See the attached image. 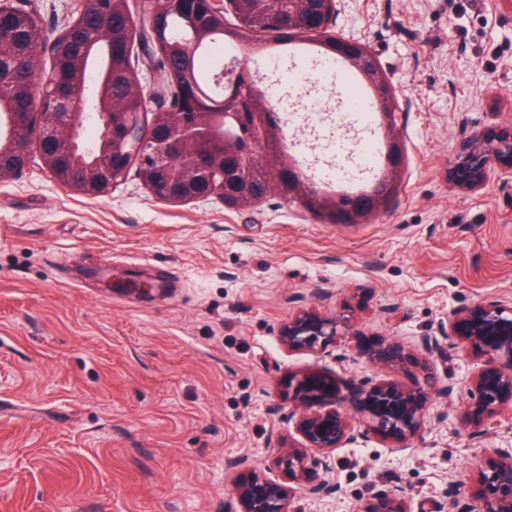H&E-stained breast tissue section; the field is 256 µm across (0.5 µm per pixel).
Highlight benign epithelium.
Segmentation results:
<instances>
[{"instance_id": "benign-epithelium-1", "label": "benign epithelium", "mask_w": 512, "mask_h": 512, "mask_svg": "<svg viewBox=\"0 0 512 512\" xmlns=\"http://www.w3.org/2000/svg\"><path fill=\"white\" fill-rule=\"evenodd\" d=\"M311 4L296 31L326 37L332 56L354 67L371 84L381 115L394 129L396 103L391 85L380 70L371 48L336 34L337 0H252L260 9L274 15L292 16L302 2ZM141 15L149 20L150 31L165 26L167 11L179 9L190 18L224 20L239 9V0H140ZM75 20L59 34L63 46L76 57L100 40L106 24L112 21V0H73ZM42 19L33 0H0V35L8 32L25 38L40 29ZM199 50L195 40H180L168 46L163 57L166 67L190 69ZM44 52L31 55L32 81L26 91L17 90L10 71L0 64V107H7L0 131V180L23 170L38 150L41 169L59 185L89 196L105 193L112 184L135 170L150 193L167 203L178 204L201 197H213L230 209L239 207L236 196L225 191V168H247L266 162L265 153L247 133L248 126L239 109L231 112L197 111V90L192 82L175 84L176 95L164 97L155 76L144 83L139 71L130 75L138 82L137 101L112 93V79L99 84L87 82V73L69 61L67 68L55 66L54 80L43 78L40 68ZM217 80L244 94L258 107L264 96L253 93L248 61L233 60L223 66ZM97 117L98 140L86 143L83 121L86 110ZM26 131L28 146L16 143L15 131ZM277 168L266 193L293 191L294 198L318 196L304 164L288 152ZM402 155L396 136L387 137L386 163L373 190L353 196L343 212V221L358 224L379 212L394 187ZM512 171V127L462 132V140L449 167V179L459 189L482 188L496 170ZM450 333L428 336L422 342L419 360L421 379L412 386L393 380L375 383L358 393L353 410L363 427L344 409V397L336 385L318 375H302L288 381V420L295 423L303 442L281 450L276 465L284 481L261 478L248 458L229 464L238 472L233 488L241 512H290L298 489L317 497L339 492L328 478L330 454L373 434L397 451L421 433L428 395H448L432 371L434 358L443 355V341L453 339L468 353L478 357L480 367L469 387L470 401L465 418L483 431L494 425L505 411H512V303L477 302L453 313ZM351 323L343 315L326 316L302 311L288 319L281 341L290 351L315 353L336 344L349 334ZM357 354L386 370L405 369L407 353L396 341L381 340ZM318 451L319 456L312 455ZM476 500L481 507L454 502L456 512H512V448H501L480 459L476 465ZM359 512H410L408 500L379 491L364 500Z\"/></svg>"}]
</instances>
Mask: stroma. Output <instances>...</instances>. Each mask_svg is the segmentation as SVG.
<instances>
[{"mask_svg": "<svg viewBox=\"0 0 512 512\" xmlns=\"http://www.w3.org/2000/svg\"><path fill=\"white\" fill-rule=\"evenodd\" d=\"M337 34L370 46L399 106L397 193L361 224H331L271 194L243 209L157 200L136 174L101 196L38 165L0 181V512H240L229 463L297 441L288 379L319 373L355 396L386 371L358 342L421 354L454 311L512 301V174L477 192L448 168L461 132L512 125V11L500 0H338ZM318 168L357 151L356 128ZM155 284L151 294L135 280ZM302 309L347 316L318 353L281 333ZM478 363L447 347L422 431L396 451L376 436L338 449L339 493L300 491L294 512H357L377 491L413 512L472 502L481 453L512 448V414L470 437L461 421Z\"/></svg>", "mask_w": 512, "mask_h": 512, "instance_id": "1", "label": "stroma"}]
</instances>
